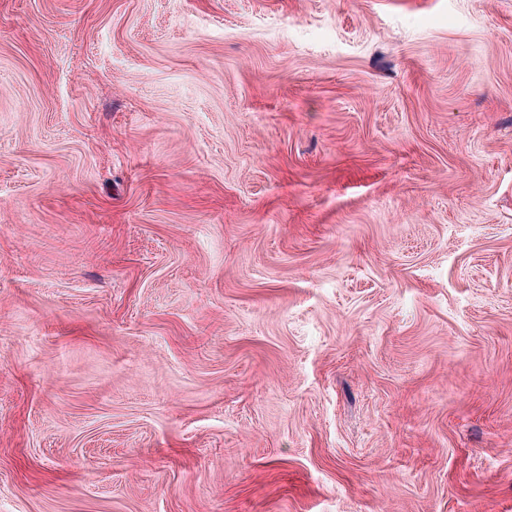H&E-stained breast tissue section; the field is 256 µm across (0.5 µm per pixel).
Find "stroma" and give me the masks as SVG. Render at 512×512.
Returning a JSON list of instances; mask_svg holds the SVG:
<instances>
[{"instance_id":"1","label":"stroma","mask_w":512,"mask_h":512,"mask_svg":"<svg viewBox=\"0 0 512 512\" xmlns=\"http://www.w3.org/2000/svg\"><path fill=\"white\" fill-rule=\"evenodd\" d=\"M0 512H512V0H0Z\"/></svg>"}]
</instances>
